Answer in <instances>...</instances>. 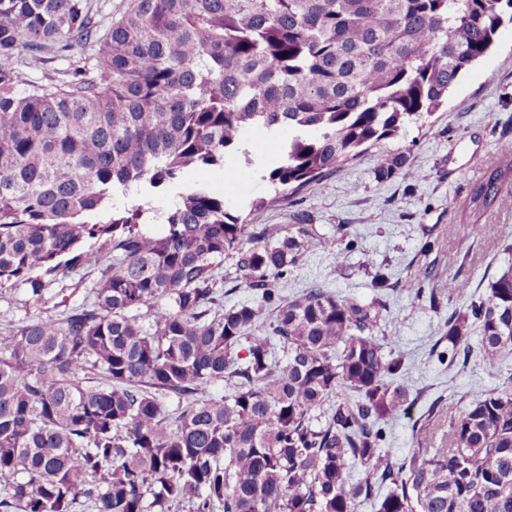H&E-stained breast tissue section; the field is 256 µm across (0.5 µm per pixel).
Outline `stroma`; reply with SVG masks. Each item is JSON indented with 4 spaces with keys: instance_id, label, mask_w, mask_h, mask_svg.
I'll return each mask as SVG.
<instances>
[{
    "instance_id": "obj_1",
    "label": "stroma",
    "mask_w": 512,
    "mask_h": 512,
    "mask_svg": "<svg viewBox=\"0 0 512 512\" xmlns=\"http://www.w3.org/2000/svg\"><path fill=\"white\" fill-rule=\"evenodd\" d=\"M99 48L96 42L65 54L49 48L36 57L21 48L13 61L28 82L48 84L70 79L76 69L91 68ZM506 141H512L510 23L499 29L490 51L449 89L447 101L424 125H408L399 137L384 143V150L406 155L410 167L424 172V179L399 175L377 181L376 156L368 153L313 188L249 217L272 241L295 234L300 213L331 242L337 225H345L354 247L344 266H337L331 246L289 268L288 288L297 291L317 282L365 301L384 296L390 311L385 331L408 354L407 384L419 396L415 405L397 415L389 431L385 450L395 457L408 456L415 448L445 446L444 413L461 408L468 396L496 387L501 375L512 373V356L499 368L486 367L475 334L465 362L452 369L441 365L430 349L444 336L445 321L460 301L443 295L433 303L410 294L416 278L426 272L437 281L469 280L483 294L500 269L512 263V251L502 248L503 243L512 244V186L504 188L500 205L482 216V235H472L462 213L472 184L498 159ZM194 176L233 206L268 193L267 182L252 166L198 170ZM381 266L391 269L394 289L382 292L372 287L370 274ZM98 277L94 269L58 277L43 306L29 302L22 288L0 289V327L41 313L56 314L61 301L70 306L81 303ZM435 400L441 416L431 419L427 408Z\"/></svg>"
}]
</instances>
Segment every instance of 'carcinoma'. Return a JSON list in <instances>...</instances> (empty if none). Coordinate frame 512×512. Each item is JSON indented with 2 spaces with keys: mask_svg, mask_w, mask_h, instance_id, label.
Segmentation results:
<instances>
[{
  "mask_svg": "<svg viewBox=\"0 0 512 512\" xmlns=\"http://www.w3.org/2000/svg\"><path fill=\"white\" fill-rule=\"evenodd\" d=\"M512 0H133L90 71L24 83L18 46L64 53L97 31L88 0H0V286L33 303L77 268L100 277L65 316L0 332V512H512V375L448 417V446L387 454L411 404L386 301L288 267L326 248L272 244L186 173L244 161L267 207L424 123L494 44ZM288 131L267 166L252 133ZM375 178L420 179L380 152ZM512 183V144L474 183L482 214ZM172 196L158 232L131 192ZM252 299L224 308L218 264ZM448 368L472 329L512 352V267L485 295L451 278ZM226 395L206 392L213 383ZM177 399L169 411L165 402ZM361 479L350 483V469Z\"/></svg>",
  "mask_w": 512,
  "mask_h": 512,
  "instance_id": "1",
  "label": "carcinoma"
}]
</instances>
